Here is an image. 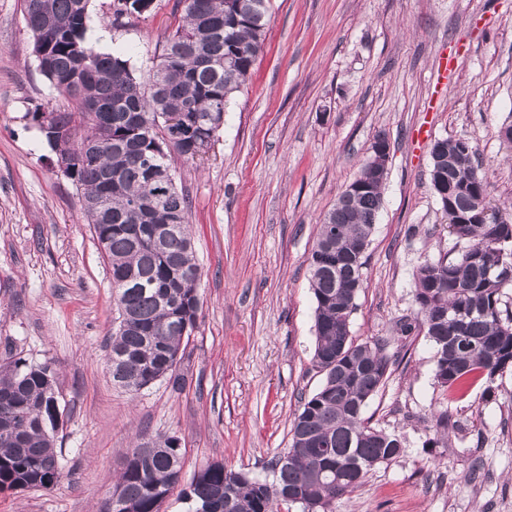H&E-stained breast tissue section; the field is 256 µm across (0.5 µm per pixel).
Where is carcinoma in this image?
I'll list each match as a JSON object with an SVG mask.
<instances>
[{"mask_svg": "<svg viewBox=\"0 0 512 512\" xmlns=\"http://www.w3.org/2000/svg\"><path fill=\"white\" fill-rule=\"evenodd\" d=\"M154 0H113L111 25L152 11ZM89 0H23V23L32 39L40 74L62 105L51 107L48 129L40 108L27 113L50 146L71 139L63 162L81 190L82 209L106 257L119 325L107 361L120 374L119 387L138 393L176 373L183 340L200 312L187 196L171 169L172 154L199 159L197 143L218 135L224 112L248 81L264 49L269 0H177L182 24L166 39L147 73L138 75L119 54L100 51L87 36ZM241 16L224 28L231 15ZM178 124H169L172 116ZM172 139L166 145V139ZM448 180L469 181L455 196L463 213L470 194L488 183L464 139L436 142ZM385 182L376 181L352 204L336 205L323 218L309 260L315 299L312 364L319 388L302 404L290 429L288 462L276 458L271 476L228 470L213 462L181 490L192 512H332V504L363 485L373 468L403 452L401 437L364 418L368 403L386 384L396 364L389 340L356 342L349 336L364 277L366 251L382 205ZM448 233L464 243L452 260L421 263L414 292L430 300L414 317L400 320L405 335L423 330L437 349V383L446 389L469 380L492 381L512 371V312L501 309L512 288V222L456 223ZM56 371L49 361L13 359L0 370V491L47 490L63 477L55 448L53 413L59 406ZM183 452L174 435L151 439L125 456L105 512H160L181 484Z\"/></svg>", "mask_w": 512, "mask_h": 512, "instance_id": "1", "label": "carcinoma"}]
</instances>
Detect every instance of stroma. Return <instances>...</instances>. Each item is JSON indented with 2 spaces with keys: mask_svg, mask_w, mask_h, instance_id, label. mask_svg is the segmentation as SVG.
<instances>
[{
  "mask_svg": "<svg viewBox=\"0 0 512 512\" xmlns=\"http://www.w3.org/2000/svg\"><path fill=\"white\" fill-rule=\"evenodd\" d=\"M0 0V366L51 361L64 424V476L49 490L0 493V512H101L136 433L179 437L183 478L203 465L256 476L283 452L295 414L321 384L312 366L309 258L321 218L359 174L378 135L388 178L365 284L351 318L360 342L412 315L413 273L461 249L429 181L434 141L468 140L491 194L512 203V0H271L266 46L209 152L174 159L192 201L201 310L178 369L132 394L112 383L106 346L117 312L81 191L28 114L53 95L22 19ZM89 39L145 73L180 19L174 0L110 27L90 0ZM459 51L449 90L436 82ZM366 414L404 453L372 470L333 512H512V371L458 396L434 377L416 332ZM448 412V430L431 418Z\"/></svg>",
  "mask_w": 512,
  "mask_h": 512,
  "instance_id": "35a3bbf8",
  "label": "stroma"
}]
</instances>
